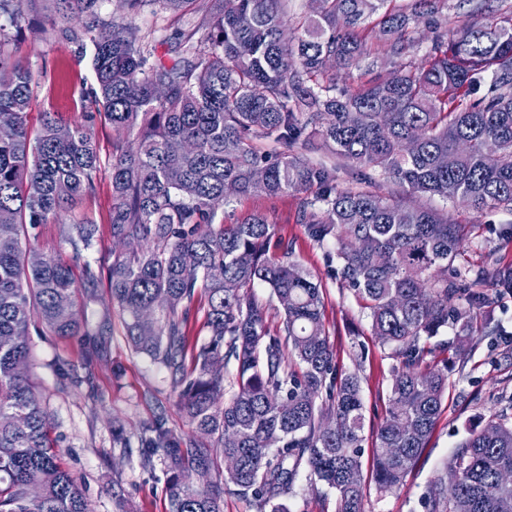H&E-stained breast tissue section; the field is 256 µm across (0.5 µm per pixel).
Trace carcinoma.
<instances>
[{
  "label": "carcinoma",
  "mask_w": 512,
  "mask_h": 512,
  "mask_svg": "<svg viewBox=\"0 0 512 512\" xmlns=\"http://www.w3.org/2000/svg\"><path fill=\"white\" fill-rule=\"evenodd\" d=\"M36 0H0L19 29ZM54 31L87 38L97 91L86 108L112 125V251L107 284L126 314L133 349L164 367L199 438L173 436L159 416L143 427L138 456L163 459L168 512H224V493L255 512H290L283 500L300 470L336 491V512H363L366 480L382 494L415 468L448 393V369L423 366L427 341L464 358L478 331L504 336L499 296L512 266L455 262L464 228L446 216L370 189H340L336 162L381 172L408 195H438L465 207L512 210V17L452 32L443 0H415L437 34L419 61L409 17L385 11L392 75L357 89L336 87L330 70L371 55L361 25L388 0H320L283 39L285 0H214L210 32L192 59L146 67L138 28L114 20L79 29L73 20L99 0H49ZM32 73L18 62L0 80V512H89L79 479L58 462L48 414L31 382L29 329L80 333L75 295H95L102 276L84 263L47 260L29 230L59 223L76 197L95 192L103 160L90 126L41 113L29 127ZM320 138L331 162L294 153ZM498 158L489 162L484 143ZM412 140L416 149L407 152ZM456 157L454 167L440 158ZM303 194L298 221L331 246L329 262L369 310L373 335L388 345L391 405L364 467L359 376L340 374L323 321L321 284L282 246L268 256L272 224L249 214L224 223L229 196ZM314 191L310 197L306 192ZM73 261L92 249L96 225L61 224ZM270 289L281 307L275 332L252 294ZM208 339L188 344L198 299ZM454 486L437 476L425 512H512V421L472 429L448 461Z\"/></svg>",
  "instance_id": "1"
}]
</instances>
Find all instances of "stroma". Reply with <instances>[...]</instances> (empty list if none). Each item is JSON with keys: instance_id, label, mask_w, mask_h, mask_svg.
<instances>
[{"instance_id": "stroma-1", "label": "stroma", "mask_w": 512, "mask_h": 512, "mask_svg": "<svg viewBox=\"0 0 512 512\" xmlns=\"http://www.w3.org/2000/svg\"><path fill=\"white\" fill-rule=\"evenodd\" d=\"M448 26L468 22L477 27L500 24L512 14V0H485L473 9L465 0H445ZM210 0H194L183 10L157 4L136 14L126 13L121 0H99L97 19L125 20L140 31L152 59L171 61L189 54L210 29ZM10 42L5 48L9 61L28 64L34 76V96L28 120L38 127L42 111L50 110L67 119L80 118L83 103L94 88L89 54L92 45L78 46L60 39L51 25L50 13L40 9L29 14L21 28H8ZM388 45L372 39V56L351 68L338 70L337 86H360L386 77L391 69ZM296 196L251 195L231 199L224 206L225 223L257 213L273 223L270 254L279 244H288L294 257L324 287V323L336 351L340 372L358 373L365 414V450L374 446V432L386 418L390 402V381L395 359L373 336L367 311L353 290L336 279L326 256L327 249L311 239L297 221ZM418 205L447 213L449 219L466 225L468 236L459 265L479 266L492 258L512 265V212L501 208L473 210L452 204L439 196L420 197ZM112 184L108 172H101L92 196L82 198L64 214L66 222L83 219L96 224L97 242L86 252L92 265L112 260L109 233ZM77 307L89 330L109 321L110 334L103 337L99 357L88 358L83 337L59 338L30 332L31 375L38 386L52 434L58 439L61 464L81 481L90 512H166V474L162 462L153 471H143L128 459L112 440V429L123 426L131 448H138L144 425L164 415L166 426L179 438L195 432L176 406L168 372L148 356L136 353L125 336V314L112 304L107 288H99L96 300L77 297ZM504 345L497 336H481L473 343L464 368L448 373V399L423 454L403 485L382 494L367 484L364 512H425L422 498L431 480L443 473L456 447L476 425L505 414L512 417V362L503 357ZM74 371L67 378L60 364ZM92 373L93 385L81 383ZM286 504L290 512H336V493L301 470Z\"/></svg>"}]
</instances>
